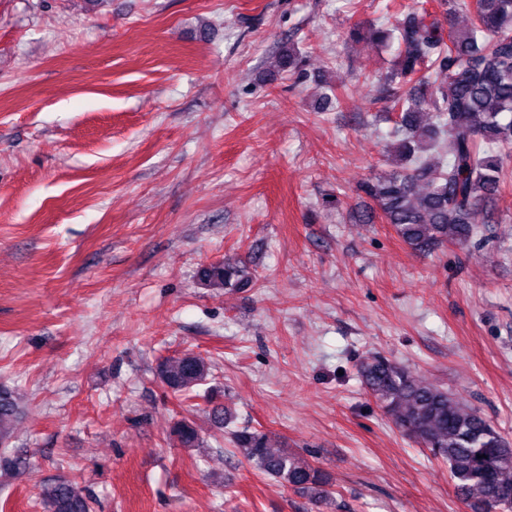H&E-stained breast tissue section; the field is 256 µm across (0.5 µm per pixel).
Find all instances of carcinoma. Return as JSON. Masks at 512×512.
I'll list each match as a JSON object with an SVG mask.
<instances>
[{
    "mask_svg": "<svg viewBox=\"0 0 512 512\" xmlns=\"http://www.w3.org/2000/svg\"><path fill=\"white\" fill-rule=\"evenodd\" d=\"M446 12H463L464 29L443 28L429 13L391 26L369 24L378 43L398 44L386 77L398 83L397 120L388 155L391 171L375 175L360 192L374 212L392 225L410 248L426 251L442 243L466 245L481 233L471 217L500 191L512 164V0H442ZM255 276L241 263L203 265L197 280L206 288H246ZM357 373L365 388L402 434L416 439L448 463L458 500L471 512H512V442L478 411L448 391L415 377L403 365L374 354ZM158 376L173 394L187 399L206 384L207 362L192 353L163 360ZM20 407L15 392L0 385V472L29 467L11 453ZM181 448H199L195 422L172 426ZM244 462L288 485L315 508L333 503L323 471L275 448L262 429L233 432ZM44 512H94L95 500L77 481L40 484Z\"/></svg>",
    "mask_w": 512,
    "mask_h": 512,
    "instance_id": "cac0c4a2",
    "label": "carcinoma"
}]
</instances>
